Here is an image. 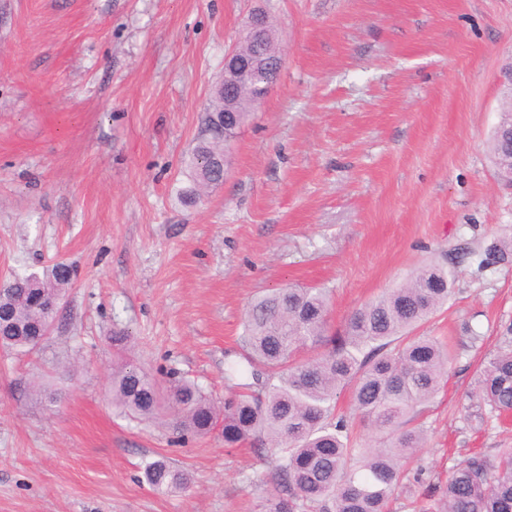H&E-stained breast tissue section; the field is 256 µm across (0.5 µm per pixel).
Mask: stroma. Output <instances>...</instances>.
Segmentation results:
<instances>
[{"label":"stroma","mask_w":512,"mask_h":512,"mask_svg":"<svg viewBox=\"0 0 512 512\" xmlns=\"http://www.w3.org/2000/svg\"><path fill=\"white\" fill-rule=\"evenodd\" d=\"M258 13L280 73L223 184L184 204L224 54ZM511 61L512 0H0V284L74 269L50 336L0 348V512H262L269 453L112 407L113 332L220 404L256 295L326 289L337 331L458 248L453 295L418 328L453 359L390 512L511 448L512 418L469 397L512 323V264L481 263L512 233L491 153ZM158 456L187 490L149 487Z\"/></svg>","instance_id":"35a3bbf8"}]
</instances>
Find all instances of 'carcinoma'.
Listing matches in <instances>:
<instances>
[{
  "label": "carcinoma",
  "mask_w": 512,
  "mask_h": 512,
  "mask_svg": "<svg viewBox=\"0 0 512 512\" xmlns=\"http://www.w3.org/2000/svg\"><path fill=\"white\" fill-rule=\"evenodd\" d=\"M263 78H254L240 98L237 125L227 134L207 132L193 152L192 178L185 199L221 182L222 157L238 130ZM491 149L495 161L512 148V113H500ZM512 262V236L485 250L486 265ZM455 258L428 264L396 288L357 308L342 330L327 324L329 299L322 288L290 286L255 298L241 336L246 363L258 390L224 399L219 407L197 384L173 379L161 386L138 365L112 369V407L140 420L158 418L162 408L177 413L181 431L207 435L222 427L224 446L252 441L275 456L276 488L263 512H387L405 478L404 463L426 446L420 427L410 423L438 393L448 374V348L414 329L448 304ZM72 278L69 265L50 274L15 276L0 285V347L18 355L33 352L53 318L43 311L48 295L62 296ZM500 347L486 360L475 397L498 415H512V323L503 327ZM300 350L311 355L300 363ZM351 391L359 419L379 437L374 448H358L348 421L336 415V400ZM159 494L189 487V473L161 456L144 467ZM420 512H512V448L491 460L481 453L464 458L448 478L441 499Z\"/></svg>",
  "instance_id": "carcinoma-1"
}]
</instances>
